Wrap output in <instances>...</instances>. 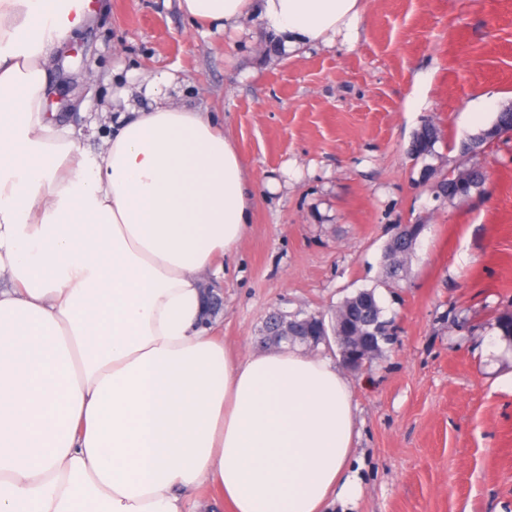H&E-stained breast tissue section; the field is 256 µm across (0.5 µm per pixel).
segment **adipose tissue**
<instances>
[{"label": "adipose tissue", "instance_id": "adipose-tissue-1", "mask_svg": "<svg viewBox=\"0 0 512 512\" xmlns=\"http://www.w3.org/2000/svg\"><path fill=\"white\" fill-rule=\"evenodd\" d=\"M67 0H0V512H327L354 500L356 406L300 348L240 357L205 324L204 273L255 198L211 113L120 115L95 155L45 102ZM258 16L294 53L359 35L363 0H178Z\"/></svg>", "mask_w": 512, "mask_h": 512}]
</instances>
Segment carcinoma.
<instances>
[{"label": "carcinoma", "mask_w": 512, "mask_h": 512, "mask_svg": "<svg viewBox=\"0 0 512 512\" xmlns=\"http://www.w3.org/2000/svg\"><path fill=\"white\" fill-rule=\"evenodd\" d=\"M440 137V132L430 119L422 121L419 129L414 133L409 153L419 159L433 154L434 146ZM459 164L448 169V174L442 176L435 183V193L439 197L450 201L462 200L464 196L481 188L485 180L483 168L477 162L479 155L474 153V148L467 145V139H462L458 146ZM417 241L404 237H394L389 242V248L398 257L409 260L415 251ZM382 285L391 288L401 279L404 266H393L388 261V252H383L382 259ZM360 294L367 297L366 302L355 301L356 295L346 297L336 309L334 318L326 320L320 312H297L288 316V322L292 325L303 323L305 336H316L315 345L324 343L321 336L325 335V322H330L331 333L338 335L356 330L368 337L374 343L375 356L385 354L389 346L394 344L389 337L382 335L384 326L391 324L396 316L388 317L385 309L373 289H363Z\"/></svg>", "instance_id": "obj_1"}]
</instances>
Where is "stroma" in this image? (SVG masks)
Segmentation results:
<instances>
[{"instance_id":"1","label":"stroma","mask_w":512,"mask_h":512,"mask_svg":"<svg viewBox=\"0 0 512 512\" xmlns=\"http://www.w3.org/2000/svg\"><path fill=\"white\" fill-rule=\"evenodd\" d=\"M92 20L57 52L46 109L97 152L109 120L154 103L174 76L184 104L224 125L246 176L277 181L206 287L223 292L212 335L272 350L270 312L331 314L375 289L400 329L391 351L348 379L357 407L359 495L331 512H512V347L493 324L512 312V138L479 158L483 191L435 198L467 135L512 104V0H367L350 45L266 52L255 16L205 33L176 0H92ZM133 87L129 98L120 91ZM432 156L408 147L423 119ZM424 227L395 290L381 257L398 225Z\"/></svg>"}]
</instances>
